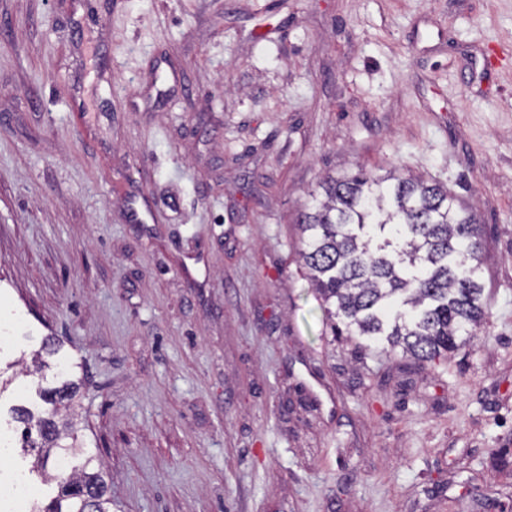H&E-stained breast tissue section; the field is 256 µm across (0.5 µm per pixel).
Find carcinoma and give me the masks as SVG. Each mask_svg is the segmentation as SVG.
Here are the masks:
<instances>
[{"label": "carcinoma", "mask_w": 512, "mask_h": 512, "mask_svg": "<svg viewBox=\"0 0 512 512\" xmlns=\"http://www.w3.org/2000/svg\"><path fill=\"white\" fill-rule=\"evenodd\" d=\"M322 198L302 211L300 256L330 318L334 336H360L385 343L421 362L458 349L485 316L483 266L476 214L448 189L394 171L328 178ZM53 359L67 364L63 344L41 339L37 368ZM76 374L39 391L46 408L34 414L10 409L22 425L21 448L34 454L32 468L65 453L80 469L54 474L57 494L30 512H112L103 471L72 434Z\"/></svg>", "instance_id": "1"}]
</instances>
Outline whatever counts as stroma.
Masks as SVG:
<instances>
[{
  "mask_svg": "<svg viewBox=\"0 0 512 512\" xmlns=\"http://www.w3.org/2000/svg\"><path fill=\"white\" fill-rule=\"evenodd\" d=\"M360 167L476 212L458 350L331 335L297 216ZM0 328V434L56 337L118 512L512 504V0H0ZM44 357L51 358L57 366L65 367L67 357L63 352V344L53 336H44L41 339L40 349L36 352L34 362L37 368H50V364L44 360ZM53 363V364H54Z\"/></svg>",
  "mask_w": 512,
  "mask_h": 512,
  "instance_id": "35a3bbf8",
  "label": "stroma"
}]
</instances>
